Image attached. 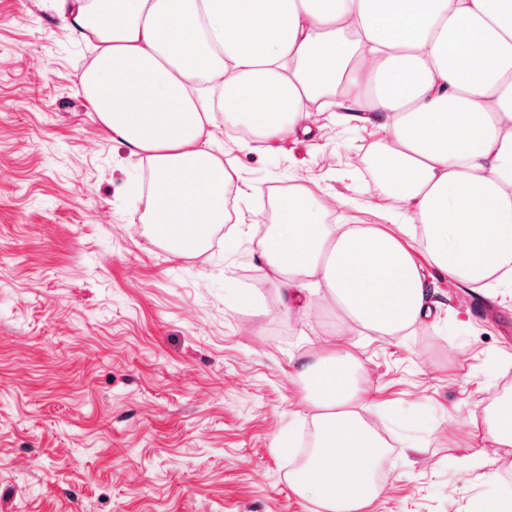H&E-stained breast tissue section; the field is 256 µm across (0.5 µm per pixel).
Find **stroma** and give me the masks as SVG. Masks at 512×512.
<instances>
[{"label": "stroma", "instance_id": "obj_1", "mask_svg": "<svg viewBox=\"0 0 512 512\" xmlns=\"http://www.w3.org/2000/svg\"><path fill=\"white\" fill-rule=\"evenodd\" d=\"M89 50L48 0H0V512H322L289 485L313 429L293 366L342 339L388 443L367 512L512 498V449L462 471L491 399L512 394L511 286L471 290L419 253L438 320L374 336L318 290L287 312L255 252L299 182L348 197L326 223H382L367 172L377 124L327 109L246 149L218 127L231 220L176 258L141 220L147 162L106 136L81 91Z\"/></svg>", "mask_w": 512, "mask_h": 512}]
</instances>
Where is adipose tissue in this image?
Listing matches in <instances>:
<instances>
[{
  "label": "adipose tissue",
  "instance_id": "obj_1",
  "mask_svg": "<svg viewBox=\"0 0 512 512\" xmlns=\"http://www.w3.org/2000/svg\"><path fill=\"white\" fill-rule=\"evenodd\" d=\"M97 53L83 92L112 141L151 168L144 221L175 257L223 223L232 180L215 153L216 112L253 137L303 128L336 94L348 118L379 120L372 156L390 202L385 227L327 224L340 197L304 184L276 201L257 251L288 309L311 282L356 325L405 336L433 311L414 254L472 288L512 282V0H51ZM313 417L314 453L292 490L322 512H363L380 495L386 446L363 419L365 367L344 345L294 366ZM488 450L512 447V395L494 397Z\"/></svg>",
  "mask_w": 512,
  "mask_h": 512
}]
</instances>
